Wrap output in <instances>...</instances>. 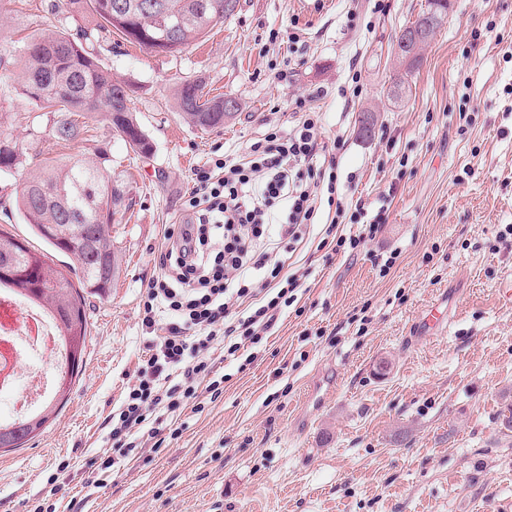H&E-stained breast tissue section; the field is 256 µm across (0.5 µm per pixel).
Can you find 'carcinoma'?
<instances>
[{
    "label": "carcinoma",
    "instance_id": "carcinoma-1",
    "mask_svg": "<svg viewBox=\"0 0 512 512\" xmlns=\"http://www.w3.org/2000/svg\"><path fill=\"white\" fill-rule=\"evenodd\" d=\"M149 0H67L73 13H90L95 25L74 33H51L35 38L20 49L19 74L22 94L34 101L41 113L37 121L57 141L83 139L90 131L78 118H91L119 136L134 157L148 159L153 143L130 107L129 88L110 79L103 60L89 49L92 38L112 35L153 52H181L204 37L227 14L212 8L225 0H160L165 13L148 6ZM181 112L203 130L224 126V100L208 98L200 80H186L177 90ZM20 157L11 134L0 131V171L16 167ZM98 161L69 159L46 162L30 171L17 190L16 205L37 234L57 252L73 257L81 272L73 283L63 272L45 263L24 242L0 232V284H8L19 296L45 305L56 316L60 335L78 354L59 378L65 397L51 399L38 414L24 421L20 448L36 436L50 418L67 404L73 379L83 366L87 336L84 289L99 294L112 288L118 272L112 243V224L122 220L133 206L127 183L109 174L112 155L98 148ZM103 245L100 261L85 260V241Z\"/></svg>",
    "mask_w": 512,
    "mask_h": 512
}]
</instances>
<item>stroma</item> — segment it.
Instances as JSON below:
<instances>
[{"label": "stroma", "instance_id": "obj_1", "mask_svg": "<svg viewBox=\"0 0 512 512\" xmlns=\"http://www.w3.org/2000/svg\"><path fill=\"white\" fill-rule=\"evenodd\" d=\"M66 0H0V53L83 22ZM240 0L178 53L96 42L112 79L128 84L154 144L133 158L112 138V173L133 209L112 226L120 269L108 294L85 291L81 373L64 410L24 447L0 450V512H512V306L495 286L512 271V0H448L423 61L395 83L393 45L426 0ZM356 22H349V13ZM278 39H270V32ZM233 97L237 115L203 131L178 110L182 80ZM358 84V95L347 94ZM341 138L337 193L385 210L382 232L348 256L322 246L317 224L287 256L303 289L250 363L205 353L221 393L201 392L177 422L141 430L137 454L112 447L118 410L175 319L142 325L146 286L167 235L215 156L238 157L269 127L288 131L296 100ZM39 110L0 67V130L23 151L0 171V231L73 273L15 209L33 156H87L34 133ZM398 252L387 276L377 255ZM451 302L444 335L409 337L428 302ZM117 459L116 470L104 468Z\"/></svg>", "mask_w": 512, "mask_h": 512}]
</instances>
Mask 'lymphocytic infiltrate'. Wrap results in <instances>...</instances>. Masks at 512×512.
Here are the masks:
<instances>
[{"instance_id":"obj_1","label":"lymphocytic infiltrate","mask_w":512,"mask_h":512,"mask_svg":"<svg viewBox=\"0 0 512 512\" xmlns=\"http://www.w3.org/2000/svg\"><path fill=\"white\" fill-rule=\"evenodd\" d=\"M343 147L342 139L323 138L319 116L309 109L289 133L270 129L241 160L218 159L214 172L197 174L189 200L193 218L171 235L161 256L162 274L148 284L146 328H154L158 305L173 311L176 320L168 324L117 414L112 439L121 456L131 450V430L142 427L155 409L173 415L196 399L193 378H209L210 390L218 391L220 382L201 356L215 337H223L225 354L233 356L245 345L260 343L275 327L300 278L285 273L286 261L278 252L256 245L283 201L288 213L279 237L291 243L302 239L317 213L318 187L336 192L338 176L330 160ZM344 218L360 225L358 235L339 233ZM384 226L382 215L366 218L364 204L350 212L336 205L329 226L333 249L357 252Z\"/></svg>"}]
</instances>
